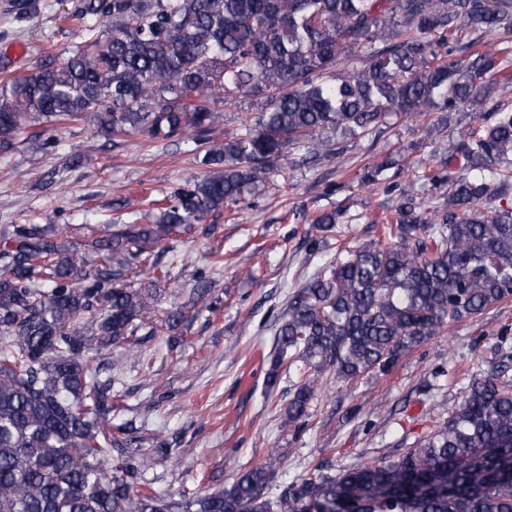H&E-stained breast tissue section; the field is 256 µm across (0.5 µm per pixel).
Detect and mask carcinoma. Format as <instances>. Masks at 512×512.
<instances>
[{
  "label": "carcinoma",
  "instance_id": "cac0c4a2",
  "mask_svg": "<svg viewBox=\"0 0 512 512\" xmlns=\"http://www.w3.org/2000/svg\"><path fill=\"white\" fill-rule=\"evenodd\" d=\"M89 48L22 76L0 75V154L49 141L27 122L93 115L110 138L159 143L190 134L205 173L120 228L86 227L76 272L40 224H14L0 247V512H512V381L469 383L443 424L397 460L304 478L266 496L276 452L222 488L172 502L133 494L135 467L107 468L110 386L92 355L153 323L156 295L114 283L122 262L149 265L162 240L232 208L283 172L279 161L326 131L353 138L386 119L459 112L512 86V0H72ZM258 101L226 132L223 109ZM438 150L457 169L447 206L416 210L413 191L384 240L345 249L301 286L278 320L267 382L304 362L283 417L301 425L320 378L385 373L449 322L512 299V207L488 206L512 181V109Z\"/></svg>",
  "mask_w": 512,
  "mask_h": 512
}]
</instances>
